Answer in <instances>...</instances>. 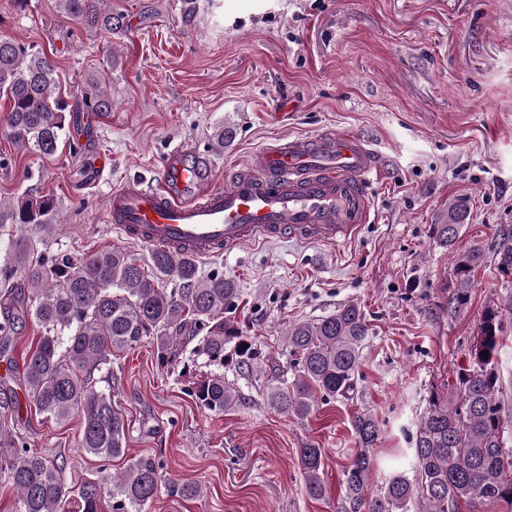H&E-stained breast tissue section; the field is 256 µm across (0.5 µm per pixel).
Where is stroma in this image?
Masks as SVG:
<instances>
[{"mask_svg": "<svg viewBox=\"0 0 512 512\" xmlns=\"http://www.w3.org/2000/svg\"><path fill=\"white\" fill-rule=\"evenodd\" d=\"M132 37L88 29L58 0H0V36L47 52L62 91L80 108L83 88L103 82L105 120L70 127L54 156L8 137L0 99V199L53 194L59 235L46 252L80 257L119 249L148 259L149 246L113 232L109 192L131 179L156 181L177 143L208 153L224 184L250 151L272 138L334 128L356 133L384 158L375 216L335 245L272 242L200 260L239 290L235 319L260 351L258 367L289 371L283 336L292 322L319 319L348 302L372 332L355 392L317 399L308 415L279 413L244 371L225 369L236 404L214 413L189 395L209 374L203 361L166 369L152 340L112 354V392L126 418V454L102 462L77 446L80 420L46 418L18 374L0 376L15 433L73 477L122 470L130 459L161 466L147 512H340L343 470L358 449L353 415L381 430L372 487H380L431 393L453 391L486 308L503 315L497 364L512 407V272L485 262L467 302L449 313L457 289L450 252H490L512 237V0H107ZM224 129L223 151L213 148ZM84 149L74 155L72 141ZM106 167H98L99 156ZM471 218L454 248L434 233L451 200ZM323 450L326 492L308 496L299 463ZM196 481L200 497L171 494Z\"/></svg>", "mask_w": 512, "mask_h": 512, "instance_id": "1", "label": "stroma"}]
</instances>
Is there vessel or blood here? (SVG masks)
<instances>
[{"instance_id": "1", "label": "vessel or blood", "mask_w": 512, "mask_h": 512, "mask_svg": "<svg viewBox=\"0 0 512 512\" xmlns=\"http://www.w3.org/2000/svg\"><path fill=\"white\" fill-rule=\"evenodd\" d=\"M382 173L365 138L323 131L276 138L218 188L209 155L178 145L163 161L159 184L113 189L106 211L127 239L199 259L286 238L333 246L369 223Z\"/></svg>"}]
</instances>
